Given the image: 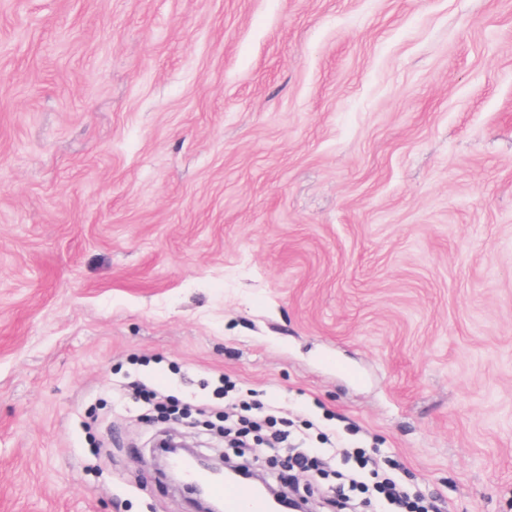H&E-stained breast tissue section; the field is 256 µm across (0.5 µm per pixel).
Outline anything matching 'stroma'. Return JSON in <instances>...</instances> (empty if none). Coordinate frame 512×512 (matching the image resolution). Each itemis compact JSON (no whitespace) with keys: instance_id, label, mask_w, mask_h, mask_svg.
Masks as SVG:
<instances>
[{"instance_id":"1","label":"stroma","mask_w":512,"mask_h":512,"mask_svg":"<svg viewBox=\"0 0 512 512\" xmlns=\"http://www.w3.org/2000/svg\"><path fill=\"white\" fill-rule=\"evenodd\" d=\"M224 375L512 512V0H0V512H190L162 429L272 471Z\"/></svg>"}]
</instances>
